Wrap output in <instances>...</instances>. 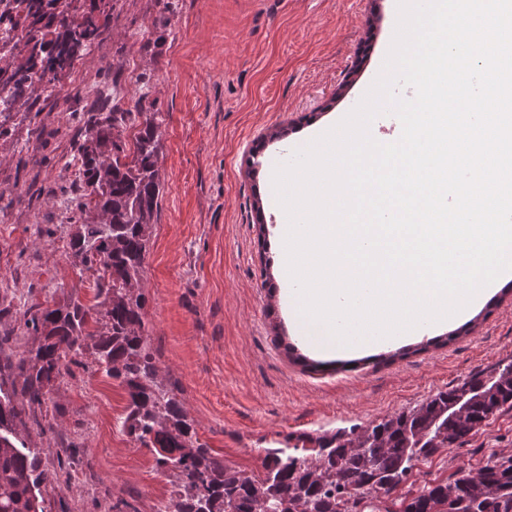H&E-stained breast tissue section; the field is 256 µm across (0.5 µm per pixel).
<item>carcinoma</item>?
Wrapping results in <instances>:
<instances>
[{
    "instance_id": "carcinoma-1",
    "label": "carcinoma",
    "mask_w": 512,
    "mask_h": 512,
    "mask_svg": "<svg viewBox=\"0 0 512 512\" xmlns=\"http://www.w3.org/2000/svg\"><path fill=\"white\" fill-rule=\"evenodd\" d=\"M26 27L22 62L0 68V91L15 110L35 86H54L108 30L106 0H91L90 11L75 15L60 0H24ZM142 119L127 153L122 132ZM156 114L107 112L89 127L79 149L82 186L78 220L69 248L75 262L96 268L94 304L69 299L24 317L27 333L42 338L25 369L18 405L0 396V512H46L41 487L52 485L80 462V449L66 448L58 470L41 468L39 449L27 445L25 407L41 406L62 370L91 348L99 369L121 380L128 395L123 429L151 450L158 470L175 478L164 512H360L368 492L397 488L420 462L449 448L504 409L512 408V361L490 375L475 374L439 391L419 408L375 425L309 439L311 448H268L262 477L216 461L196 432L173 390L158 381L155 356L144 336L142 276L154 214L162 186ZM466 406V415L448 409ZM512 456H493L476 470L458 472L427 485L404 512H433L451 504L453 512H512Z\"/></svg>"
}]
</instances>
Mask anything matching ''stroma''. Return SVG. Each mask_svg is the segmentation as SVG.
<instances>
[{
    "label": "stroma",
    "mask_w": 512,
    "mask_h": 512,
    "mask_svg": "<svg viewBox=\"0 0 512 512\" xmlns=\"http://www.w3.org/2000/svg\"><path fill=\"white\" fill-rule=\"evenodd\" d=\"M397 0H116L109 29L55 92L0 139V376L38 341L25 312L77 296L97 274L76 266V151L88 122L114 109L157 113L163 187L144 261L145 335L196 436L224 466L264 473L266 449L420 406L512 360V280L447 330L314 369L292 347L272 250L287 216L273 173L317 129H330L380 73ZM127 394L93 351L29 413L42 466L82 449L69 482L44 488L51 512H94L86 475L104 478L129 512H158L171 482L123 430ZM512 455V411L420 463L399 498L491 455Z\"/></svg>",
    "instance_id": "35a3bbf8"
}]
</instances>
